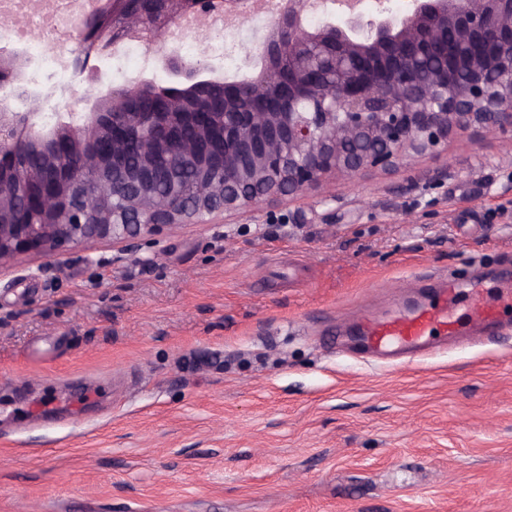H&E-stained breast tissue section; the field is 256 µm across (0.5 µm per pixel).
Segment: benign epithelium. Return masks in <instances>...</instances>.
<instances>
[{
	"mask_svg": "<svg viewBox=\"0 0 512 512\" xmlns=\"http://www.w3.org/2000/svg\"><path fill=\"white\" fill-rule=\"evenodd\" d=\"M278 0L253 49L257 72L205 76L212 68L176 48L158 53L192 79L158 112L133 101L144 84L114 88L94 112H0V270L22 256L51 258L81 244L129 246L184 224H211L231 211L300 194L329 176L385 172L480 129L512 142V0ZM244 18L259 0H225ZM319 4L321 24L307 17ZM212 0H106L97 26L72 30L84 70L92 56L132 39L165 42ZM224 85V111H209ZM192 106L198 113L185 108ZM32 144L68 173L71 192L30 185L39 167L15 163ZM175 153L191 194L160 187L159 162Z\"/></svg>",
	"mask_w": 512,
	"mask_h": 512,
	"instance_id": "obj_1",
	"label": "benign epithelium"
}]
</instances>
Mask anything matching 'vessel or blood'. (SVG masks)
<instances>
[{
	"mask_svg": "<svg viewBox=\"0 0 512 512\" xmlns=\"http://www.w3.org/2000/svg\"><path fill=\"white\" fill-rule=\"evenodd\" d=\"M459 288V282H448L438 290L433 302L417 307L410 314L366 321L361 326L364 348L380 356L400 357L437 349L438 339L456 333Z\"/></svg>",
	"mask_w": 512,
	"mask_h": 512,
	"instance_id": "b4317fda",
	"label": "vessel or blood"
}]
</instances>
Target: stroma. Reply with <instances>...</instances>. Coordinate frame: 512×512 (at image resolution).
<instances>
[{"mask_svg": "<svg viewBox=\"0 0 512 512\" xmlns=\"http://www.w3.org/2000/svg\"><path fill=\"white\" fill-rule=\"evenodd\" d=\"M260 18L185 59L249 74ZM29 57L16 112H86L136 79ZM447 170L431 184L427 177ZM330 205H320L321 197ZM512 144L470 130L414 172L366 171L127 251L0 273V512H512V305L488 344L403 368L344 355L360 323L448 280L512 292Z\"/></svg>", "mask_w": 512, "mask_h": 512, "instance_id": "1", "label": "stroma"}]
</instances>
